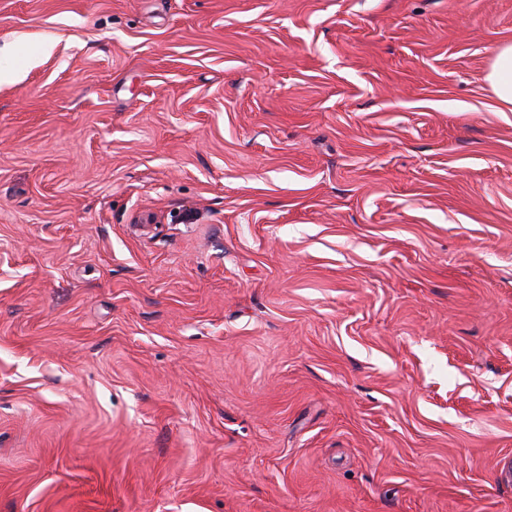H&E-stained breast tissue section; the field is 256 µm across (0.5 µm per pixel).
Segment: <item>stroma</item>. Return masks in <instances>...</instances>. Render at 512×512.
<instances>
[{
    "label": "stroma",
    "instance_id": "35a3bbf8",
    "mask_svg": "<svg viewBox=\"0 0 512 512\" xmlns=\"http://www.w3.org/2000/svg\"><path fill=\"white\" fill-rule=\"evenodd\" d=\"M512 0H0V512H512ZM483 79L501 106L512 112V44L498 49Z\"/></svg>",
    "mask_w": 512,
    "mask_h": 512
}]
</instances>
